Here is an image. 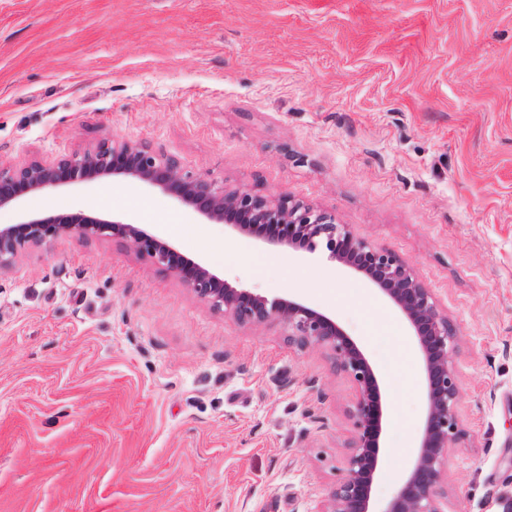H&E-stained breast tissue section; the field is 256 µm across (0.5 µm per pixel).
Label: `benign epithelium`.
Instances as JSON below:
<instances>
[{"label": "benign epithelium", "mask_w": 512, "mask_h": 512, "mask_svg": "<svg viewBox=\"0 0 512 512\" xmlns=\"http://www.w3.org/2000/svg\"><path fill=\"white\" fill-rule=\"evenodd\" d=\"M132 178L158 188L211 223L223 224L259 246L287 247L306 260L339 264L366 276L410 322L423 355L425 420L413 467L406 481L380 512H447L445 468L448 452L465 435L459 414L460 388L455 370L456 335L436 298L416 271L394 251L376 247L325 210L292 199L269 196L248 187L229 186L209 174L182 168L172 155L139 141L102 140L80 153L57 160L0 164V209L26 195L47 194L63 186L100 178ZM280 224L294 236L270 235ZM117 237L136 252L165 267L213 310L242 325L279 324L288 343L300 350L330 352L338 370L359 386L353 411L355 434L348 469L318 512H373L371 490L378 467L381 396L374 370L364 353L331 317L294 300L267 296L227 283L208 266L182 257L172 245L138 224L83 213L50 218L27 216L0 224V271L23 252L51 239Z\"/></svg>", "instance_id": "benign-epithelium-1"}]
</instances>
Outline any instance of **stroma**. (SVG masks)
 <instances>
[{"mask_svg":"<svg viewBox=\"0 0 512 512\" xmlns=\"http://www.w3.org/2000/svg\"><path fill=\"white\" fill-rule=\"evenodd\" d=\"M288 193L390 249L457 331L448 512L512 499V0H0V164L104 139ZM142 224L227 282L296 299L364 352L383 403L375 505L421 439L423 361L366 340L363 275L263 249L132 180L52 216ZM356 382L275 325L237 324L112 238L0 272V512H318L348 468Z\"/></svg>","mask_w":512,"mask_h":512,"instance_id":"obj_1","label":"stroma"}]
</instances>
